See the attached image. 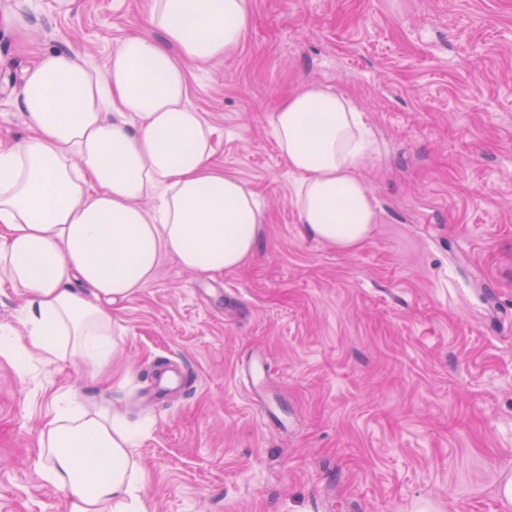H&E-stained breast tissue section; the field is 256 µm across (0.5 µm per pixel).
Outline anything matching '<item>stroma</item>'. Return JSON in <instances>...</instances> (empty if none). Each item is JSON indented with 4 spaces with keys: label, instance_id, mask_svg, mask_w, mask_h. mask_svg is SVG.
Segmentation results:
<instances>
[{
    "label": "stroma",
    "instance_id": "obj_1",
    "mask_svg": "<svg viewBox=\"0 0 512 512\" xmlns=\"http://www.w3.org/2000/svg\"><path fill=\"white\" fill-rule=\"evenodd\" d=\"M237 51L189 64L213 161L259 199L252 258L203 278L163 257L123 302L101 379L0 355V512H68L39 437L56 402L139 427L147 512H512V0H250ZM150 0H0V146L13 91L74 42L103 67ZM355 100L380 222L306 235L270 116L301 83Z\"/></svg>",
    "mask_w": 512,
    "mask_h": 512
}]
</instances>
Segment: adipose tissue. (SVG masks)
Listing matches in <instances>:
<instances>
[{
    "label": "adipose tissue",
    "mask_w": 512,
    "mask_h": 512,
    "mask_svg": "<svg viewBox=\"0 0 512 512\" xmlns=\"http://www.w3.org/2000/svg\"><path fill=\"white\" fill-rule=\"evenodd\" d=\"M147 35L127 36L104 67L49 50L27 68L14 102L32 131L0 147V288L25 299L27 344L0 335L24 362L67 353L112 356V313L151 281L163 256L202 276L236 269L255 250L253 193L215 167L212 128L188 104L186 62L236 50L249 0H151ZM296 175L305 232L338 250L367 240L379 215L358 171L371 157L363 111L308 83L271 117ZM154 199L153 210L142 202ZM135 430L103 406L59 411L40 436L69 512H146Z\"/></svg>",
    "instance_id": "ef3b65f1"
}]
</instances>
